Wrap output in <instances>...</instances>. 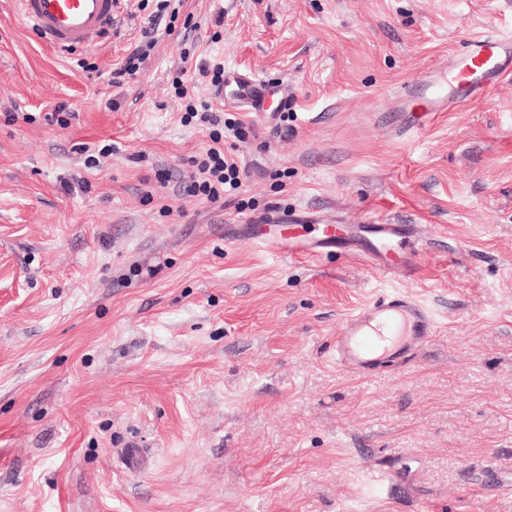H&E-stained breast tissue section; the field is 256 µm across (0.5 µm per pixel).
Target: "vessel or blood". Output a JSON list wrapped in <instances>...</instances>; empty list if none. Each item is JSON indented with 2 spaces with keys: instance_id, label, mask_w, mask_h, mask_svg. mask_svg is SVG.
<instances>
[{
  "instance_id": "1",
  "label": "vessel or blood",
  "mask_w": 512,
  "mask_h": 512,
  "mask_svg": "<svg viewBox=\"0 0 512 512\" xmlns=\"http://www.w3.org/2000/svg\"><path fill=\"white\" fill-rule=\"evenodd\" d=\"M120 0H11L12 11L40 43L57 51L75 50L107 37ZM512 73V34L472 39L465 51L450 60L443 77L419 88L405 89L407 100L420 99L423 115L447 112L454 106L484 97ZM222 101L242 105L259 119L288 108V95L279 87L236 71H225ZM263 245L289 255H315L331 247H358L379 273L414 272L415 253L407 249L412 234L406 224H371L358 230L347 224H319L301 211L264 217L250 227ZM438 320L424 302L391 293L372 299L350 314L336 334V364L367 378L388 371L435 337Z\"/></svg>"
}]
</instances>
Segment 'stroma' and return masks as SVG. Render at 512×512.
<instances>
[{
  "instance_id": "obj_1",
  "label": "stroma",
  "mask_w": 512,
  "mask_h": 512,
  "mask_svg": "<svg viewBox=\"0 0 512 512\" xmlns=\"http://www.w3.org/2000/svg\"><path fill=\"white\" fill-rule=\"evenodd\" d=\"M146 22L120 0L113 37L58 53L0 0V512H512V76L416 126L398 97L512 31V0H183L111 84ZM187 51L286 83L287 126ZM190 98L243 123L216 203L179 193L209 143ZM273 211L412 225L418 271L275 254L246 231ZM388 290L440 329L365 379L334 337Z\"/></svg>"
}]
</instances>
